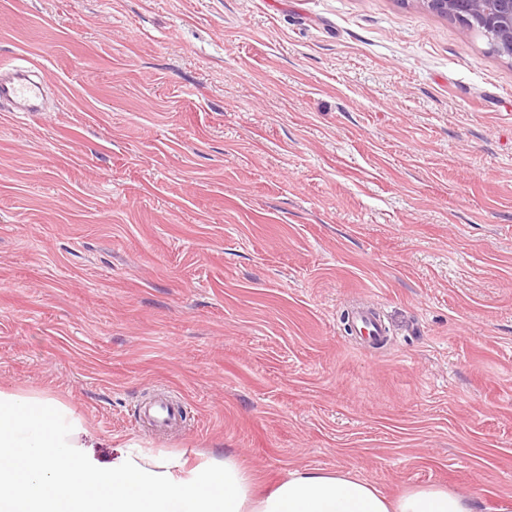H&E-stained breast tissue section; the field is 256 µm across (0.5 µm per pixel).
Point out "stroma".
Returning a JSON list of instances; mask_svg holds the SVG:
<instances>
[{
	"instance_id": "stroma-1",
	"label": "stroma",
	"mask_w": 512,
	"mask_h": 512,
	"mask_svg": "<svg viewBox=\"0 0 512 512\" xmlns=\"http://www.w3.org/2000/svg\"><path fill=\"white\" fill-rule=\"evenodd\" d=\"M1 63L45 107L0 111V388L105 462L512 501V57L421 0H0ZM354 333L367 343H376L386 333L384 324L370 310H357L353 318ZM145 420L157 430H163L182 420L183 410L179 405L167 401H156L142 409Z\"/></svg>"
}]
</instances>
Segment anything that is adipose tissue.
<instances>
[{"label":"adipose tissue","mask_w":512,"mask_h":512,"mask_svg":"<svg viewBox=\"0 0 512 512\" xmlns=\"http://www.w3.org/2000/svg\"><path fill=\"white\" fill-rule=\"evenodd\" d=\"M93 445L61 401L0 389V512H476L436 484L391 498L342 469H295L264 490L231 453L130 446L102 462Z\"/></svg>","instance_id":"obj_1"}]
</instances>
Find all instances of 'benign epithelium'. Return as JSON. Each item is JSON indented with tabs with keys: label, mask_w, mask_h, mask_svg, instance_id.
I'll return each instance as SVG.
<instances>
[{
	"label": "benign epithelium",
	"mask_w": 512,
	"mask_h": 512,
	"mask_svg": "<svg viewBox=\"0 0 512 512\" xmlns=\"http://www.w3.org/2000/svg\"><path fill=\"white\" fill-rule=\"evenodd\" d=\"M431 12L443 17L461 13L472 18L466 28L484 36L492 50L512 57V0H421Z\"/></svg>",
	"instance_id": "1"
}]
</instances>
